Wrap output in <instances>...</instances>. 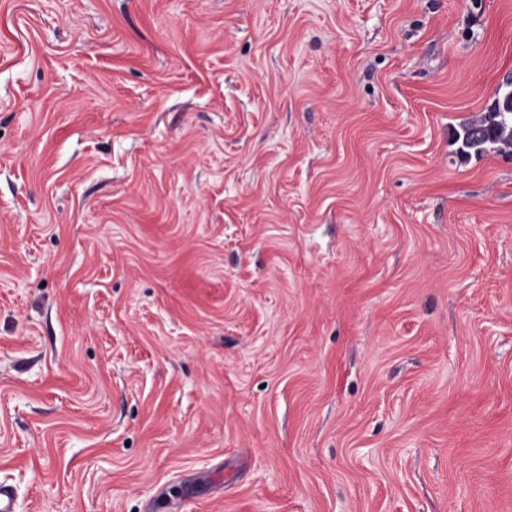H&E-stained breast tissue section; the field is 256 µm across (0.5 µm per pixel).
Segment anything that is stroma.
<instances>
[{"label":"stroma","instance_id":"stroma-1","mask_svg":"<svg viewBox=\"0 0 512 512\" xmlns=\"http://www.w3.org/2000/svg\"><path fill=\"white\" fill-rule=\"evenodd\" d=\"M512 0H0L15 512H512ZM498 89L496 98L478 121L462 124L461 131H455V143H460L458 152L469 157L471 152L479 155L489 145L507 144L512 146V81Z\"/></svg>","mask_w":512,"mask_h":512}]
</instances>
